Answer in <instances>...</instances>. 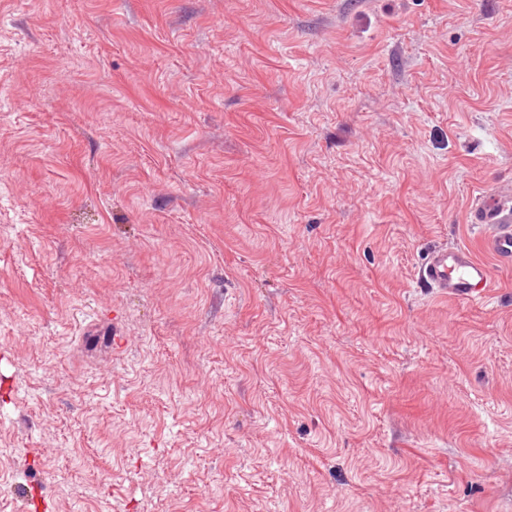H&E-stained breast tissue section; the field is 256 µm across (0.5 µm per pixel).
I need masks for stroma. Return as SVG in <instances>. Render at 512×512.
Segmentation results:
<instances>
[{"label": "stroma", "instance_id": "obj_1", "mask_svg": "<svg viewBox=\"0 0 512 512\" xmlns=\"http://www.w3.org/2000/svg\"><path fill=\"white\" fill-rule=\"evenodd\" d=\"M511 182L512 0H0V512H512ZM468 222L482 229L490 225L484 236L488 252L501 264H512V190L480 195L468 213ZM418 282L461 301L485 299L492 288L490 267L462 246L428 252L419 267Z\"/></svg>", "mask_w": 512, "mask_h": 512}]
</instances>
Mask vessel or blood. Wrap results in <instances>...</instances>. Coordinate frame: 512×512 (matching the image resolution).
I'll list each match as a JSON object with an SVG mask.
<instances>
[{"label": "vessel or blood", "instance_id": "obj_1", "mask_svg": "<svg viewBox=\"0 0 512 512\" xmlns=\"http://www.w3.org/2000/svg\"><path fill=\"white\" fill-rule=\"evenodd\" d=\"M468 221L485 229L484 243L494 259L512 264V190L479 196L468 213ZM423 287L461 301L485 299L492 286L489 266L465 247L430 251L418 270Z\"/></svg>", "mask_w": 512, "mask_h": 512}]
</instances>
